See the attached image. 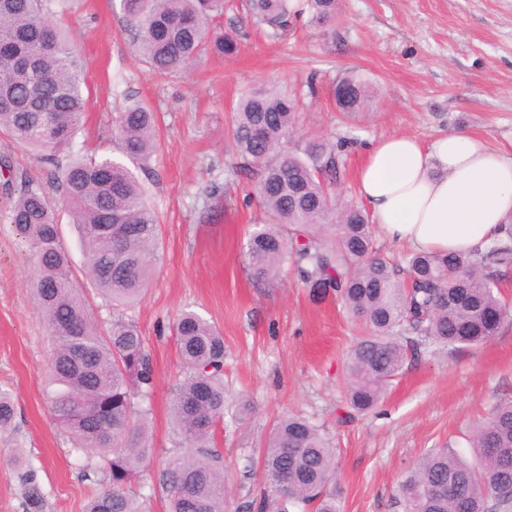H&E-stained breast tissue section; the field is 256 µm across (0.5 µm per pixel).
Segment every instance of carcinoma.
Listing matches in <instances>:
<instances>
[{
  "instance_id": "cac0c4a2",
  "label": "carcinoma",
  "mask_w": 512,
  "mask_h": 512,
  "mask_svg": "<svg viewBox=\"0 0 512 512\" xmlns=\"http://www.w3.org/2000/svg\"><path fill=\"white\" fill-rule=\"evenodd\" d=\"M48 0H0V134L58 170L57 189L85 256L90 284L112 305L101 330L72 279L59 224L40 187L19 192L4 182L10 204L3 219L35 258L31 283L54 344L49 372L54 420L69 434L81 471L101 473L85 512H149L154 485L144 475L153 457L148 435L153 370L137 325L120 310L140 300L152 279L161 224L129 165L140 169L157 151L151 110L135 104L120 113L116 137L124 164L110 155L74 152L87 97L77 57L68 48ZM337 0H247L250 16L274 37L307 14L322 26ZM135 29L137 56L154 72L183 69L206 53L231 56L237 40L214 26L233 0H120ZM345 116L371 102L368 83L348 69L333 87ZM297 123L295 101L273 86L246 94L233 110L230 135L237 155L261 171L257 187L268 222L247 243V265L258 282H275L292 262L313 292L333 291L365 335L347 353L345 400L367 414L384 398L419 338L460 348L482 345L512 318V304L494 276L512 268V224L471 255L413 252L400 266L376 255L369 216L340 189L349 139H311L301 153L284 149ZM173 335L181 379L173 387L172 418L184 452L158 475L166 512H226L221 456L211 448L224 422V336L198 312L178 314ZM14 403L0 389V432L11 428ZM467 458L451 448L422 457L400 484L404 512H508L512 507V399L495 404L465 434ZM261 496L242 512H342L336 448L303 416L279 419L263 441ZM30 512L45 496L35 470L14 457Z\"/></svg>"
}]
</instances>
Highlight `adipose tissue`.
Wrapping results in <instances>:
<instances>
[{
  "label": "adipose tissue",
  "mask_w": 512,
  "mask_h": 512,
  "mask_svg": "<svg viewBox=\"0 0 512 512\" xmlns=\"http://www.w3.org/2000/svg\"><path fill=\"white\" fill-rule=\"evenodd\" d=\"M359 194L386 239L416 252L467 254L512 215V156L468 134L427 144L398 134L370 146Z\"/></svg>",
  "instance_id": "ef3b65f1"
}]
</instances>
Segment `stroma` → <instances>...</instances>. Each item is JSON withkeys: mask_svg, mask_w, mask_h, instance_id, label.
Masks as SVG:
<instances>
[{"mask_svg": "<svg viewBox=\"0 0 512 512\" xmlns=\"http://www.w3.org/2000/svg\"><path fill=\"white\" fill-rule=\"evenodd\" d=\"M51 12L71 38L89 90L76 148L115 153L116 118L131 103L149 104L156 116L159 148L143 184L162 225L159 260L142 301L123 312L144 336L153 366L149 475L181 450L170 416L180 374L172 325L191 308L224 336L226 405L214 446L232 504L259 495L261 440L292 413L319 426L335 447L343 512H403L405 473L430 449L462 446L478 419L512 398V321L476 348L421 346L376 409L348 416L344 363L358 331L335 294L312 296L289 264L272 284L249 276L246 242L267 215L254 193L260 173L242 166L229 137L232 108L253 87L273 84L299 100L289 148L348 137L341 186L349 201L359 198L366 146L396 134L427 142L468 133L511 155L512 0H339L327 29L302 23L280 39L238 9L219 21L236 35V54L208 55L172 74L152 72L135 57L119 0H69ZM349 68L368 81L374 106L346 118L331 86ZM2 156L14 187L31 182L45 193L89 313L107 325L112 308L87 288L55 168L4 136ZM34 273L32 251L0 221V388L16 405L13 432L0 437V512H27L11 463L18 453L37 472L45 512H85L99 479L82 476L51 414L52 342L31 290ZM245 401L252 410L243 415Z\"/></svg>", "mask_w": 512, "mask_h": 512, "instance_id": "obj_1", "label": "stroma"}]
</instances>
